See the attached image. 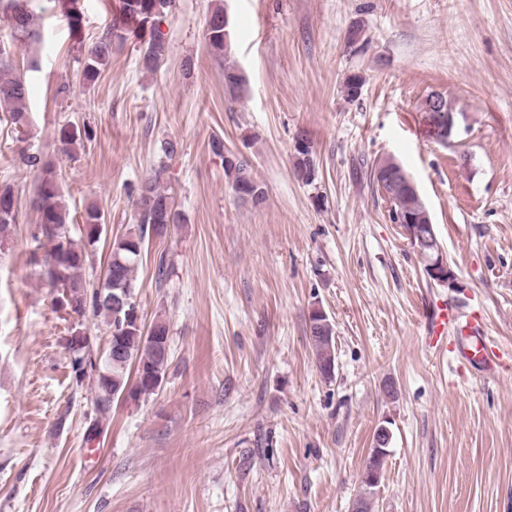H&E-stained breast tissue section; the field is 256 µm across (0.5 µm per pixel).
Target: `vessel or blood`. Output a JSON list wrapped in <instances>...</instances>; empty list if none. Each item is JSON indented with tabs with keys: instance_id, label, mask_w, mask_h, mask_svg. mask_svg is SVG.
<instances>
[{
	"instance_id": "vessel-or-blood-1",
	"label": "vessel or blood",
	"mask_w": 512,
	"mask_h": 512,
	"mask_svg": "<svg viewBox=\"0 0 512 512\" xmlns=\"http://www.w3.org/2000/svg\"><path fill=\"white\" fill-rule=\"evenodd\" d=\"M452 326L465 332L464 342L458 349L460 363L479 365L490 378L504 372L503 354L498 346L480 332L477 317L458 306L446 304L437 308L425 338L427 346L438 351L445 349L447 332Z\"/></svg>"
}]
</instances>
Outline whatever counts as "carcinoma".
<instances>
[{
    "label": "carcinoma",
    "instance_id": "obj_1",
    "mask_svg": "<svg viewBox=\"0 0 512 512\" xmlns=\"http://www.w3.org/2000/svg\"><path fill=\"white\" fill-rule=\"evenodd\" d=\"M152 0H120L118 12L113 15L109 33L92 44L86 54L83 79L93 82L107 66L112 55V39H127L132 33H144L150 30V38L139 56L140 67L155 71L166 53L163 37L158 30L159 17L172 6V0H161V10L150 14ZM0 9L9 21L12 42L0 47V112L6 115L10 125L29 123L27 102L31 86L26 76L12 63L13 47L32 45L42 42L35 28L36 20L31 0H0ZM224 7H215L206 22V38L210 51L221 56L228 52L224 44ZM81 140L78 130L64 125L59 130V142L68 150H73ZM294 169L305 182L314 180L315 162L313 151L294 153ZM28 166L38 171L35 186V207L38 213L37 225L41 233L34 240L46 248L44 268L41 276L52 288L62 287L67 291V308L79 317L91 314L104 319L107 327L117 322L112 306L100 299L99 288L87 287L82 270L86 262L85 249L80 247L71 235L70 211L61 193L57 175L53 167L40 161L36 156L26 159ZM228 179L243 188L244 197L259 204L265 198L263 187L252 174L248 161H241L236 167L224 170ZM400 206L406 213L422 221V202L419 196L408 187L402 189ZM137 224L129 228L122 236L112 241L102 283L112 282L135 293L137 288L136 270L144 251L145 242L151 238H164L171 227L184 223L176 210L172 197L160 186L158 178L145 180L137 201ZM105 215L96 206H89L83 214V226L87 244L94 245L102 235L97 226L104 223ZM309 332L315 355L316 367L321 375L332 379L335 371V331L331 321L309 315ZM83 336L76 333L69 340L71 365L76 385L87 378L95 381L93 405L96 420L91 431L100 432L101 420L112 409V402L120 398L137 400L143 395L154 393L161 387L170 362L169 326L159 320L153 324V333L145 332L144 325L131 319L120 331L113 343L120 346L123 354L108 358L95 359L90 347L82 343ZM380 466L372 457H367L361 479L362 510H368L369 502L374 499L379 487Z\"/></svg>",
    "mask_w": 512,
    "mask_h": 512
}]
</instances>
